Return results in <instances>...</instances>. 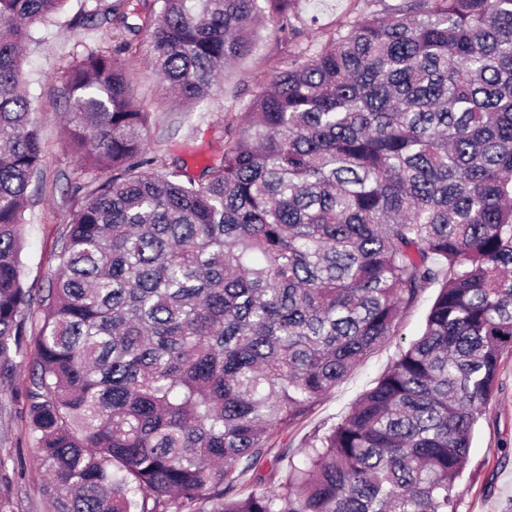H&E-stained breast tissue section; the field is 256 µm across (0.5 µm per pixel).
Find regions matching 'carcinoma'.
Here are the masks:
<instances>
[{
    "label": "carcinoma",
    "mask_w": 512,
    "mask_h": 512,
    "mask_svg": "<svg viewBox=\"0 0 512 512\" xmlns=\"http://www.w3.org/2000/svg\"><path fill=\"white\" fill-rule=\"evenodd\" d=\"M67 2L0 0V371L34 351L48 512H455L512 355V0L337 26L197 174L148 153L123 32L196 105L262 21L294 34L293 0H114V49L64 79L70 141L109 176L72 208L32 328L20 255L44 160L21 47ZM429 288L423 333L350 412L302 460L275 451Z\"/></svg>",
    "instance_id": "obj_1"
}]
</instances>
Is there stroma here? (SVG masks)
Returning <instances> with one entry per match:
<instances>
[{
  "label": "stroma",
  "mask_w": 512,
  "mask_h": 512,
  "mask_svg": "<svg viewBox=\"0 0 512 512\" xmlns=\"http://www.w3.org/2000/svg\"><path fill=\"white\" fill-rule=\"evenodd\" d=\"M110 2L70 0L67 11L37 27L25 46L26 89L41 128L44 166L25 212L21 260L24 285L37 292L45 291L56 268L57 238L68 220L73 187L96 177L68 144L61 75L76 56L112 47L114 32L102 15ZM295 8L292 40H285L275 24H266L258 32L252 52L225 70L220 90L187 112L166 99L150 66L152 44L148 37H140L139 50L128 58L127 65L134 72L135 96L152 114L149 137L164 143L165 163L183 159L198 167L220 154L225 122L242 111L264 81L286 67L293 52L320 50L323 32L365 12L367 2L295 0ZM90 10L95 13L93 20L72 26L74 16ZM435 294V289H427L404 310L397 336L369 354L299 423L276 436L275 445L287 447L295 459H302L310 436L348 414L360 395L385 372L398 347L419 334ZM28 376L25 368L11 377L0 375V512H44L46 508L45 470L21 415ZM455 510L512 512V355L503 359L498 391L476 425L469 463L456 488Z\"/></svg>",
  "instance_id": "stroma-1"
}]
</instances>
